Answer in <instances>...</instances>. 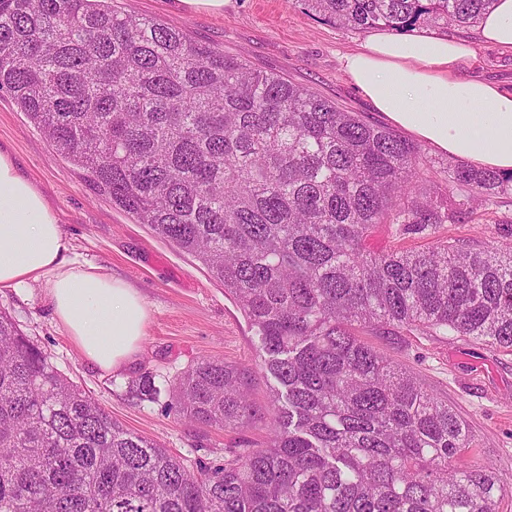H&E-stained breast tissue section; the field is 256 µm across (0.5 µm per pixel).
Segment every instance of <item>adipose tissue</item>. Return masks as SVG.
I'll list each match as a JSON object with an SVG mask.
<instances>
[{"label": "adipose tissue", "instance_id": "1", "mask_svg": "<svg viewBox=\"0 0 512 512\" xmlns=\"http://www.w3.org/2000/svg\"><path fill=\"white\" fill-rule=\"evenodd\" d=\"M482 39L512 51V0H497ZM465 42L435 35L371 33L343 68L392 124L437 153L512 173V90L460 77L474 60ZM72 244L43 194L0 150V286L43 283L53 313L83 357L104 372L129 366L147 320L140 295L70 256Z\"/></svg>", "mask_w": 512, "mask_h": 512}]
</instances>
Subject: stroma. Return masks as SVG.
Returning <instances> with one entry per match:
<instances>
[{
    "instance_id": "obj_1",
    "label": "stroma",
    "mask_w": 512,
    "mask_h": 512,
    "mask_svg": "<svg viewBox=\"0 0 512 512\" xmlns=\"http://www.w3.org/2000/svg\"><path fill=\"white\" fill-rule=\"evenodd\" d=\"M137 17L185 29L196 41L244 58L252 67L283 75L382 125L385 117L360 95L342 58L359 49L366 32L326 23L299 0H227L223 11H185L179 0H114ZM445 36L468 42L478 75L512 89V52L486 45L477 28H448ZM0 149L36 185L57 214L72 244V258L126 282L145 301L148 318L135 364L102 372L82 358L55 318L39 283L0 287V309L52 357L58 370L93 395L127 428L157 440L172 453L222 460L226 451L264 447L268 432L260 416L269 407L275 379L258 365V338L234 300L202 265L154 236L131 214L94 189L84 171L59 156L45 136L0 92ZM445 236L470 246L512 243V196L461 215ZM365 340L413 373L447 401L468 426L473 448L507 489L499 512H512V351L451 336L401 331L366 334ZM205 358L248 369V393L257 421L245 428L191 425L170 411L167 395L137 401L128 384L151 375L168 388L191 364Z\"/></svg>"
}]
</instances>
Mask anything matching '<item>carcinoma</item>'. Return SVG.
Listing matches in <instances>:
<instances>
[{"label": "carcinoma", "instance_id": "cac0c4a2", "mask_svg": "<svg viewBox=\"0 0 512 512\" xmlns=\"http://www.w3.org/2000/svg\"><path fill=\"white\" fill-rule=\"evenodd\" d=\"M355 30L469 27L494 0H300ZM96 190L224 286L282 391L268 444L210 464L112 419L0 311V512H498L466 423L360 331L512 349V243L439 239L512 174L422 146L112 0H0V91ZM381 224L436 238L372 253ZM183 420L244 427L247 371L189 366ZM159 397L146 379L130 388Z\"/></svg>", "mask_w": 512, "mask_h": 512}]
</instances>
